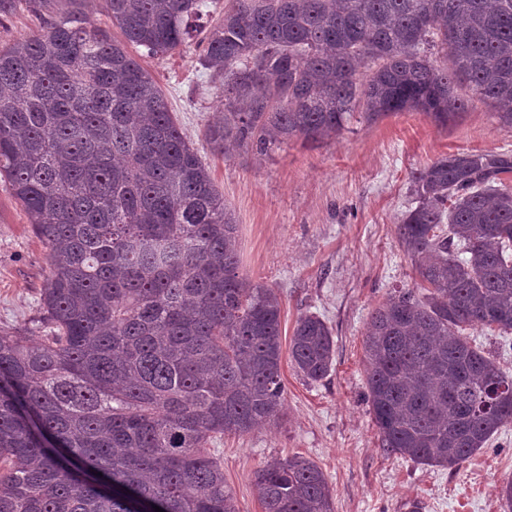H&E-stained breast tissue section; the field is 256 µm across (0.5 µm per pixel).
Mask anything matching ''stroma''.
<instances>
[{"label": "stroma", "instance_id": "obj_1", "mask_svg": "<svg viewBox=\"0 0 512 512\" xmlns=\"http://www.w3.org/2000/svg\"><path fill=\"white\" fill-rule=\"evenodd\" d=\"M47 21L46 12L22 0L0 19V43L39 35ZM202 52L193 42L141 62L235 214L240 274L278 290L283 338L301 315L313 313L331 328L335 348L333 369L319 382L282 362L278 421L211 445L237 512H262L255 471L294 456L322 469L334 512H409L415 502L422 512H511L499 489L512 478V423L457 468L387 452L365 399L363 345L372 309L415 285L397 235L412 205V171L445 154H512V132L475 101L445 127L422 113L402 112L352 124L329 142L295 137L263 156L243 150L227 159L205 137L224 116V97L202 71ZM48 272V246L0 184V327L35 340L46 333L40 293Z\"/></svg>", "mask_w": 512, "mask_h": 512}]
</instances>
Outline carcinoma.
<instances>
[{"label": "carcinoma", "mask_w": 512, "mask_h": 512, "mask_svg": "<svg viewBox=\"0 0 512 512\" xmlns=\"http://www.w3.org/2000/svg\"><path fill=\"white\" fill-rule=\"evenodd\" d=\"M205 5L102 0L124 40L68 12L0 45V180L50 248L48 333L0 328V512H237L209 445L281 415V298L239 273L224 194L128 51L178 49ZM203 41L224 88L206 139L226 157L355 118L446 126L474 99L512 132V0H232ZM509 173L494 152L411 173L398 238L420 290L372 310L364 350L382 447L419 464L458 466L512 423V377L464 335L512 333ZM288 358L330 374L323 318H298ZM254 487L264 512H333L304 457Z\"/></svg>", "instance_id": "obj_1"}]
</instances>
